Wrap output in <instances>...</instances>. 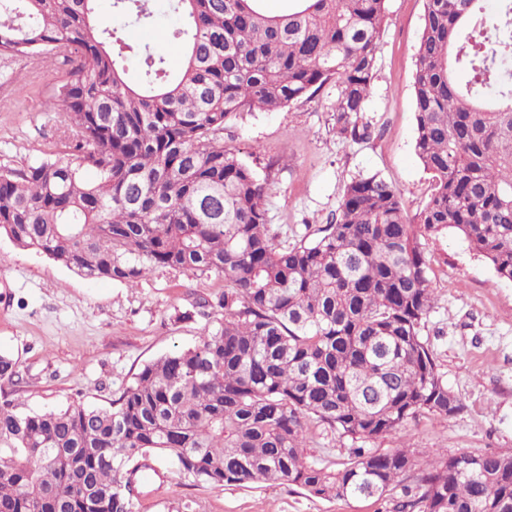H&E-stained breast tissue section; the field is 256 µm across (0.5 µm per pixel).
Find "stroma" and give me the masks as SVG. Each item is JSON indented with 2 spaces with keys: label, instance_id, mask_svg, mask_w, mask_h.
Wrapping results in <instances>:
<instances>
[{
  "label": "stroma",
  "instance_id": "stroma-1",
  "mask_svg": "<svg viewBox=\"0 0 512 512\" xmlns=\"http://www.w3.org/2000/svg\"><path fill=\"white\" fill-rule=\"evenodd\" d=\"M424 0H386L385 20L368 110L369 138L336 134L331 107L336 83L308 100L229 123L224 144L250 165L270 190L266 222L278 244L316 237L333 223L351 177L376 175L399 193L416 219L433 192L415 152L413 72ZM68 77L61 58L0 54V164L23 167L64 157L71 141L48 104ZM435 302L422 331L448 389L461 402L451 416L423 414L394 434L370 441L384 452L406 445L419 456L463 452L512 453V282L454 231L423 239ZM224 278L159 268L130 287L90 280L0 235V351L19 361L14 399L45 410L81 402L106 406L145 365L194 346L217 327ZM352 444L338 432L315 429L307 461L337 469ZM134 512H392L391 500H337L288 484L249 487L198 483L165 460L147 459L138 475Z\"/></svg>",
  "mask_w": 512,
  "mask_h": 512
}]
</instances>
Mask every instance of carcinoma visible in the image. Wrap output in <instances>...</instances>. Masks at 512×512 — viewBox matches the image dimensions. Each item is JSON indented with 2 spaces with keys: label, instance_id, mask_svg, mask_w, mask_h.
<instances>
[{
  "label": "carcinoma",
  "instance_id": "obj_1",
  "mask_svg": "<svg viewBox=\"0 0 512 512\" xmlns=\"http://www.w3.org/2000/svg\"><path fill=\"white\" fill-rule=\"evenodd\" d=\"M96 0H0V53L70 66L49 108L72 152L0 164V233L88 279L136 286L157 268L224 276V322L151 361L108 407L28 411L0 395V512H132L139 461L215 485L288 483L318 497L393 498L394 512H512V455L419 465L359 447L304 460L313 429L353 442L462 409L422 336L434 289L421 239L453 230L512 281V0H425L416 153L436 181L416 222L379 177L344 187L335 223L281 246L268 185L224 126L336 80V132L362 140L385 0H169L172 69L102 25ZM151 26L149 0H113ZM140 57L126 77V53ZM95 173L88 180L85 171ZM18 361L0 353V381Z\"/></svg>",
  "mask_w": 512,
  "mask_h": 512
}]
</instances>
